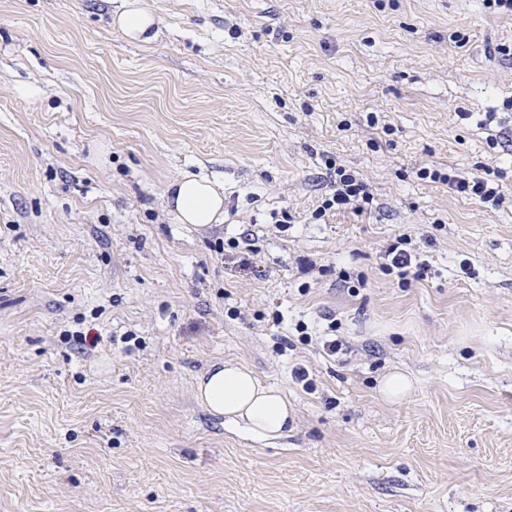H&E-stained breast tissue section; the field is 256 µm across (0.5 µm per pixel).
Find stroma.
<instances>
[{"mask_svg":"<svg viewBox=\"0 0 512 512\" xmlns=\"http://www.w3.org/2000/svg\"><path fill=\"white\" fill-rule=\"evenodd\" d=\"M141 2L138 45L122 0H0V512H512V15ZM491 159L499 207L417 176ZM340 168L372 211L315 217ZM185 173L222 223L174 221ZM403 232L428 278L384 274ZM219 360L282 391L286 436L198 403ZM125 8L114 14L112 23L127 39L148 43L152 40L151 32L156 25V18L141 6L140 0H127ZM167 205L179 224L204 229L224 220V185L185 174L171 183ZM410 389L411 383L409 379L400 373H393L387 376L381 384L383 395L390 400H398L406 396Z\"/></svg>","mask_w":512,"mask_h":512,"instance_id":"1","label":"stroma"}]
</instances>
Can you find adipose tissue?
<instances>
[{
	"label": "adipose tissue",
	"mask_w": 512,
	"mask_h": 512,
	"mask_svg": "<svg viewBox=\"0 0 512 512\" xmlns=\"http://www.w3.org/2000/svg\"><path fill=\"white\" fill-rule=\"evenodd\" d=\"M112 23L127 39L147 43L156 19L140 0H126ZM167 205L177 223L204 229L224 220V186L191 174L171 183ZM200 404L227 422L241 426L254 438L272 439L286 432L293 420L288 400L243 365L212 364L195 384Z\"/></svg>",
	"instance_id": "adipose-tissue-1"
}]
</instances>
